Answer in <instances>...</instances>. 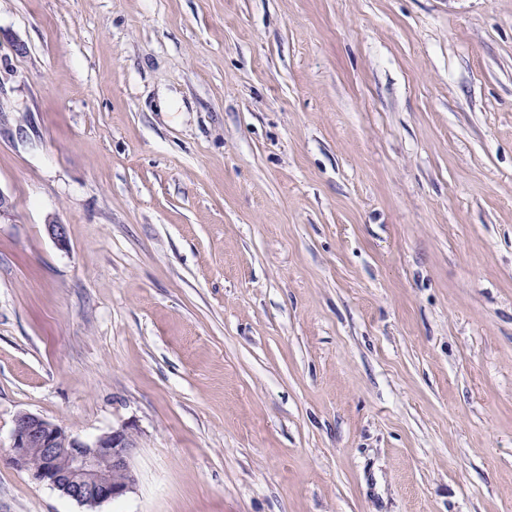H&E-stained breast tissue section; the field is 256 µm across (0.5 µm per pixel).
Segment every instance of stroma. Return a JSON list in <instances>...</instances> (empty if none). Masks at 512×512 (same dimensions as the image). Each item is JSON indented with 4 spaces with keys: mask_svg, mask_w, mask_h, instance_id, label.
I'll list each match as a JSON object with an SVG mask.
<instances>
[{
    "mask_svg": "<svg viewBox=\"0 0 512 512\" xmlns=\"http://www.w3.org/2000/svg\"><path fill=\"white\" fill-rule=\"evenodd\" d=\"M0 193V512H512V0H0ZM136 448L129 426L112 428L86 443L39 415L21 413L14 420L9 460L62 495L93 507L134 489L131 459Z\"/></svg>",
    "mask_w": 512,
    "mask_h": 512,
    "instance_id": "1",
    "label": "stroma"
}]
</instances>
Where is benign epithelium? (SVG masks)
I'll return each instance as SVG.
<instances>
[{
	"instance_id": "7a95c632",
	"label": "benign epithelium",
	"mask_w": 512,
	"mask_h": 512,
	"mask_svg": "<svg viewBox=\"0 0 512 512\" xmlns=\"http://www.w3.org/2000/svg\"><path fill=\"white\" fill-rule=\"evenodd\" d=\"M136 448L128 426L86 443L39 415L21 413L14 420L9 460L62 495L93 507L134 489L131 459Z\"/></svg>"
}]
</instances>
